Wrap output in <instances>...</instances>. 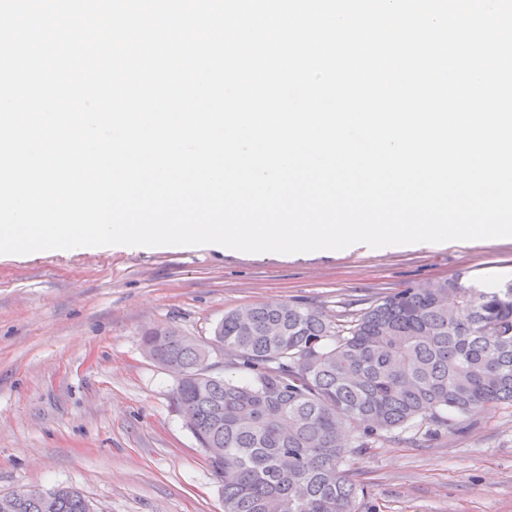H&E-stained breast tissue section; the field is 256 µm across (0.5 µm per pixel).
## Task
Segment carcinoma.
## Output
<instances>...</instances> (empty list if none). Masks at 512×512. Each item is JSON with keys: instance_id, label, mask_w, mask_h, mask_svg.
<instances>
[{"instance_id": "1", "label": "carcinoma", "mask_w": 512, "mask_h": 512, "mask_svg": "<svg viewBox=\"0 0 512 512\" xmlns=\"http://www.w3.org/2000/svg\"><path fill=\"white\" fill-rule=\"evenodd\" d=\"M178 376L175 399L221 483L224 512H357L352 457L512 405V281L408 284L342 322L299 301L233 310L214 329L239 374L198 377L208 343L172 327L143 337ZM20 512H96L80 491L22 489Z\"/></svg>"}]
</instances>
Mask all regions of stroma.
<instances>
[{"label":"stroma","mask_w":512,"mask_h":512,"mask_svg":"<svg viewBox=\"0 0 512 512\" xmlns=\"http://www.w3.org/2000/svg\"><path fill=\"white\" fill-rule=\"evenodd\" d=\"M512 280V238L309 253L40 251L0 258V494L74 487L97 512H224L142 336L209 341L225 312L302 300L350 319L409 283ZM352 478L369 512H512V405L377 441Z\"/></svg>","instance_id":"1"}]
</instances>
